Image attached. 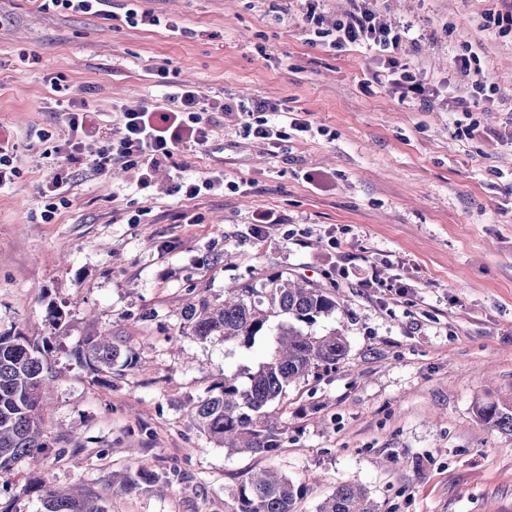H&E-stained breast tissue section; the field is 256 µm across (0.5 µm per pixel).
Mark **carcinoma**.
Here are the masks:
<instances>
[{"instance_id":"carcinoma-1","label":"carcinoma","mask_w":512,"mask_h":512,"mask_svg":"<svg viewBox=\"0 0 512 512\" xmlns=\"http://www.w3.org/2000/svg\"><path fill=\"white\" fill-rule=\"evenodd\" d=\"M339 309L332 292L288 274L261 275L224 287V299L206 297L187 303L181 312L185 333L197 340L213 336L224 344L250 347L269 334L271 348L257 368L224 371V379L189 408L201 435L229 454L269 455L288 439V424L279 422L269 406L285 397L288 387L336 367L348 354L347 337L312 327ZM53 337L34 339L22 332L0 334V472L35 460L48 443L40 414L54 379ZM69 356L93 378L103 380L130 370L137 358L121 344L99 333L86 336ZM476 415L491 429L512 436V401H488ZM169 476L140 467L112 476V487L127 494L143 485L162 487ZM308 486L275 473L247 475L227 492L225 512H298ZM24 492L37 496L43 512H105L93 498L62 493L40 479H30ZM315 512H379L369 491L341 484L317 505Z\"/></svg>"}]
</instances>
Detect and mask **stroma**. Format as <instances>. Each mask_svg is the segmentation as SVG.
Wrapping results in <instances>:
<instances>
[{"instance_id":"stroma-1","label":"stroma","mask_w":512,"mask_h":512,"mask_svg":"<svg viewBox=\"0 0 512 512\" xmlns=\"http://www.w3.org/2000/svg\"><path fill=\"white\" fill-rule=\"evenodd\" d=\"M125 2L112 0L107 26L0 0V135L17 167L0 185V333L57 344L41 408L48 447L0 472V507L41 512L21 492L34 475L90 491L107 512H224L225 490L272 469L308 483L300 512L339 484L365 486L380 512H512V439L476 416L512 397V143L497 137L512 126V39L478 28L493 0H377L387 21L413 25L404 60L436 88L430 111L387 90L373 50L310 46L295 0H139L163 24L137 28L118 19ZM467 45L500 87L494 99L469 96L456 74ZM161 66L209 98L288 106L314 131L274 153L214 112L208 143L175 160L186 178L220 173L239 192L189 199L168 167L143 189L134 172L81 165L44 221L69 99L112 129L122 109L164 95L152 77ZM456 96L469 112L449 111ZM473 121L484 136L456 134ZM267 209L283 221L262 232L254 217ZM213 250L224 260L202 265ZM276 271L329 287L340 310L314 330H342L349 353L289 389L282 448L230 455L186 409L225 368H256L272 339L199 341L183 335L181 310ZM374 274L382 287H359ZM53 307L65 315L55 331ZM92 331L116 336L138 367L93 380L68 355ZM140 464L175 478L161 492L113 494V474Z\"/></svg>"}]
</instances>
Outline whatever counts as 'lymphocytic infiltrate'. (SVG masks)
<instances>
[{"instance_id": "1", "label": "lymphocytic infiltrate", "mask_w": 512, "mask_h": 512, "mask_svg": "<svg viewBox=\"0 0 512 512\" xmlns=\"http://www.w3.org/2000/svg\"><path fill=\"white\" fill-rule=\"evenodd\" d=\"M302 20L308 31V42L327 51L350 46H366L374 50L385 71V81L392 93L405 99L422 98L427 93L422 79L402 63L399 54L409 40L411 24H389L373 8L370 0H351V8L343 19L325 24L316 0H306ZM279 105L261 101H226L203 98L195 86L180 84L165 94L161 102L123 111V122L112 134H103L96 112L80 99L68 102L65 122L71 133L95 134L101 146L93 158H86L76 143L64 149L68 164L89 165L98 175H107L113 164L136 170L141 186H149L153 171L172 163L177 151L191 144L208 142V115L212 112L236 114L243 133L268 142L282 139L277 124Z\"/></svg>"}]
</instances>
